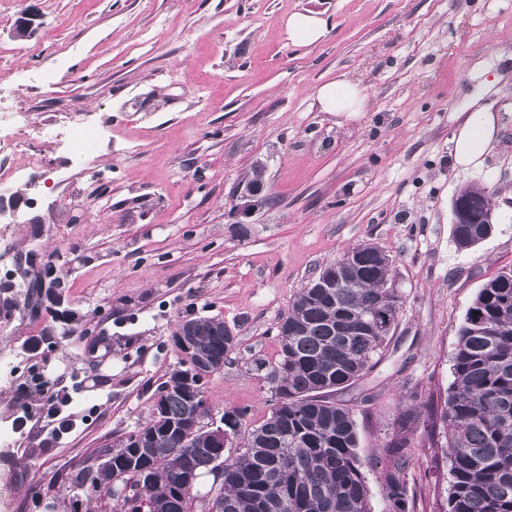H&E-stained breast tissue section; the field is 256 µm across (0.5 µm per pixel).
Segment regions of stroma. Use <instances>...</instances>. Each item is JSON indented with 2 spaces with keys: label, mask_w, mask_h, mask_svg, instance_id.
<instances>
[{
  "label": "stroma",
  "mask_w": 512,
  "mask_h": 512,
  "mask_svg": "<svg viewBox=\"0 0 512 512\" xmlns=\"http://www.w3.org/2000/svg\"><path fill=\"white\" fill-rule=\"evenodd\" d=\"M26 4L39 18L18 40ZM307 11L327 31L299 45L285 23ZM482 70L495 81L481 102L500 118L499 142L463 170L450 137ZM341 74L367 97L352 118L312 98ZM74 120L102 127L85 162L52 137ZM0 161L21 170L19 193L35 203L0 223V282L31 251L61 257L78 314L76 336L35 352L40 321L0 317V512H103L73 500L65 479L147 420L182 358L178 320L234 330L223 370L205 380L209 416L238 409L260 425L271 391L252 362L277 360L294 296L360 243L391 256L403 293L382 359L340 395L355 410L371 510L388 512L386 442L405 410L422 419L444 403L468 307L512 268V222L462 250L451 210L466 185L512 210V0H0ZM258 164L269 201L242 230L230 197ZM34 370L70 395L71 432L54 436L26 386ZM405 437L411 512H446L442 432L420 420Z\"/></svg>",
  "instance_id": "1"
}]
</instances>
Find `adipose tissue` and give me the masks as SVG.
<instances>
[{"label": "adipose tissue", "mask_w": 512, "mask_h": 512, "mask_svg": "<svg viewBox=\"0 0 512 512\" xmlns=\"http://www.w3.org/2000/svg\"><path fill=\"white\" fill-rule=\"evenodd\" d=\"M313 99L321 111L337 116H356L366 106L362 88L344 76L320 85ZM499 130L497 114L485 106H477L450 138L455 166L462 169L480 167L497 142Z\"/></svg>", "instance_id": "adipose-tissue-1"}]
</instances>
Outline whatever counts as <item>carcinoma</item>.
Returning <instances> with one entry per match:
<instances>
[{
  "instance_id": "obj_1",
  "label": "carcinoma",
  "mask_w": 512,
  "mask_h": 512,
  "mask_svg": "<svg viewBox=\"0 0 512 512\" xmlns=\"http://www.w3.org/2000/svg\"><path fill=\"white\" fill-rule=\"evenodd\" d=\"M461 192L470 203L467 223L453 225L457 246L470 247L485 229L491 193L467 185ZM382 249L355 245L334 264L342 267L361 258V274L339 286L328 298L302 287L288 309V330H278L279 359L268 366L255 362L274 396L269 417L255 428L243 426V414L231 411L234 430L228 448L241 452L224 458L223 512H261L257 498L275 493L283 498L276 512H371L369 491L361 471L355 412L333 395L355 384L375 365L389 339L388 331L362 332L359 322L383 312L398 322L403 303L395 287L392 264L378 262ZM55 267L48 257L43 270L18 265L26 294L3 313L20 310L44 319L40 333L29 339L36 350L58 345L74 330V312L65 315L46 304L49 291L63 299L64 277L43 276ZM214 319L197 320L196 347L220 361L231 350ZM188 359L172 369L160 385L149 420L110 449L112 465L95 456L70 478L75 494L104 496L112 483H138L149 470L146 496L156 512L204 509L206 496L175 493L182 476L200 477L216 448L193 429L207 416L203 389L186 390L177 375L188 371ZM453 382L440 411L429 406L430 429L441 423L448 448L446 512H512V268L486 281L466 311L459 328L451 365ZM169 432L171 445L150 456H135L131 445L147 448L153 435ZM393 469L385 475L389 512H408L409 501L400 470L407 457L406 440L392 439Z\"/></svg>"
}]
</instances>
